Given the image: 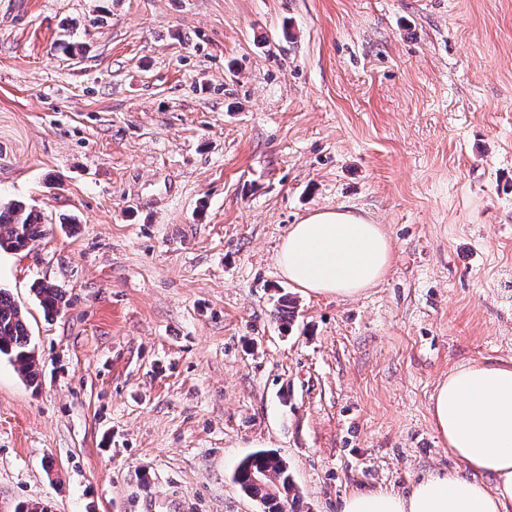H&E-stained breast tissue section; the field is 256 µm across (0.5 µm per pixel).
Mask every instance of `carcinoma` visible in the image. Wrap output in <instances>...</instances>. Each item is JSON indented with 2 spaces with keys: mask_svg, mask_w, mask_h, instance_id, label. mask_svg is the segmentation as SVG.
Masks as SVG:
<instances>
[{
  "mask_svg": "<svg viewBox=\"0 0 512 512\" xmlns=\"http://www.w3.org/2000/svg\"><path fill=\"white\" fill-rule=\"evenodd\" d=\"M46 234L39 213L20 202H0V251L26 250ZM34 293L44 312L66 307V292L47 282L35 285ZM6 356L24 380H38L34 349L25 316L11 294L0 288V357ZM235 479L243 492L261 500L264 512H297L300 501L287 463L270 450H259L238 464Z\"/></svg>",
  "mask_w": 512,
  "mask_h": 512,
  "instance_id": "carcinoma-1",
  "label": "carcinoma"
}]
</instances>
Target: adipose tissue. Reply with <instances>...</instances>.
Returning a JSON list of instances; mask_svg holds the SVG:
<instances>
[{
  "mask_svg": "<svg viewBox=\"0 0 512 512\" xmlns=\"http://www.w3.org/2000/svg\"><path fill=\"white\" fill-rule=\"evenodd\" d=\"M391 258L381 225L339 208L292 225L277 265L304 292L350 298L377 285ZM430 414L465 473L428 476L405 495L356 491L342 512H512V360L451 369L431 397Z\"/></svg>",
  "mask_w": 512,
  "mask_h": 512,
  "instance_id": "1",
  "label": "adipose tissue"
}]
</instances>
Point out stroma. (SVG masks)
Segmentation results:
<instances>
[{
    "instance_id": "1",
    "label": "stroma",
    "mask_w": 512,
    "mask_h": 512,
    "mask_svg": "<svg viewBox=\"0 0 512 512\" xmlns=\"http://www.w3.org/2000/svg\"><path fill=\"white\" fill-rule=\"evenodd\" d=\"M0 200L48 229L0 252V512H262L263 447L304 512L408 493L462 470L437 382L512 359V0H0ZM338 207L393 246L353 299L276 263ZM33 290L40 306L47 314L59 313L68 303L66 292L57 285L38 282ZM6 356L24 380L37 384L38 368L25 316L11 294L0 288V357ZM235 479L245 494L261 500L264 512H297L299 490L287 463L271 450H259L241 460Z\"/></svg>"
}]
</instances>
